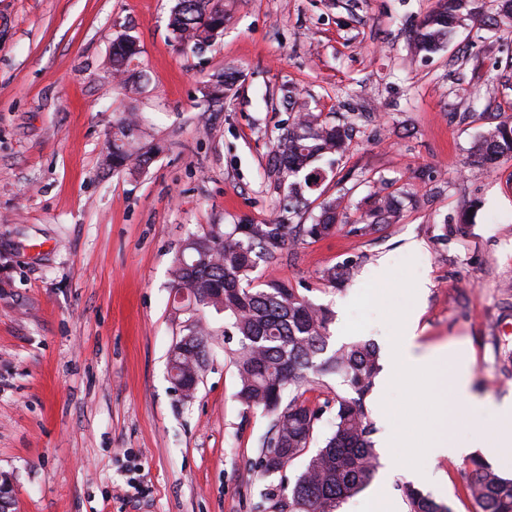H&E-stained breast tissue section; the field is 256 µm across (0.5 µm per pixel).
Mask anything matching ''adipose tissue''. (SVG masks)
Returning a JSON list of instances; mask_svg holds the SVG:
<instances>
[{
	"instance_id": "ef3b65f1",
	"label": "adipose tissue",
	"mask_w": 512,
	"mask_h": 512,
	"mask_svg": "<svg viewBox=\"0 0 512 512\" xmlns=\"http://www.w3.org/2000/svg\"><path fill=\"white\" fill-rule=\"evenodd\" d=\"M419 316L410 314L399 319L398 345L389 351L382 376V388L397 381L434 378L435 388L427 392L429 416L433 431L421 451L431 457L468 454V447L457 441V431L466 417L478 409H490L497 420L494 427L477 432V444L491 460L512 461V399L487 403L471 393L469 370L455 361L454 351L447 346L422 348L418 341Z\"/></svg>"
}]
</instances>
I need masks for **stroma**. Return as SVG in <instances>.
<instances>
[{
  "label": "stroma",
  "instance_id": "obj_1",
  "mask_svg": "<svg viewBox=\"0 0 512 512\" xmlns=\"http://www.w3.org/2000/svg\"><path fill=\"white\" fill-rule=\"evenodd\" d=\"M437 0H224V29L198 52L168 29L175 0H0V476L9 512H288L302 461L260 477L271 420L236 398V340L223 316L191 400L168 371L191 313L171 270L183 240L215 224H311L321 197L346 195L342 224L286 242L257 282L288 283L333 312L330 342L387 352L396 322L420 312V343L463 344L477 399L512 396L499 351L512 349V159L473 152L512 115L505 39L469 24L430 56L408 40ZM141 52L129 93L112 76L123 34ZM238 81L207 103L224 68ZM294 87L322 120L353 122L349 147L304 204L272 161L294 120ZM480 98L465 114L460 101ZM125 112L138 113L141 170L101 164ZM411 196L398 223L365 231L376 189ZM422 242L418 252L410 241ZM354 263L333 286L324 268ZM386 265L388 277L375 271ZM425 289H418L419 281ZM367 397L372 438L426 441V397L406 382ZM425 479L378 466L339 512H366L386 489L407 512L406 482L475 512L468 461L402 454Z\"/></svg>",
  "mask_w": 512,
  "mask_h": 512
}]
</instances>
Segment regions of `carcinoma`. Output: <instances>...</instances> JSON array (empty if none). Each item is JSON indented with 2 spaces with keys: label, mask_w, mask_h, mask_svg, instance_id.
Segmentation results:
<instances>
[{
  "label": "carcinoma",
  "mask_w": 512,
  "mask_h": 512,
  "mask_svg": "<svg viewBox=\"0 0 512 512\" xmlns=\"http://www.w3.org/2000/svg\"><path fill=\"white\" fill-rule=\"evenodd\" d=\"M473 22L496 34L512 35V0H440L415 29L410 48L416 54L432 55L442 50L457 27ZM224 26V0H176L169 29L176 43L195 50L211 45ZM139 54L137 39L129 34L117 38L112 48V72L127 73ZM236 72L226 70L208 86L210 102L224 100L233 90ZM296 119L272 147L275 167L292 175L304 174L290 185L297 202L305 200L311 182L324 176V161L334 166L350 140V126L319 120L307 102L293 89L283 94ZM139 127L136 113L123 116L112 132V148L103 165L114 170H139L151 160L152 150H134L126 131ZM485 161L512 157V120L503 118L488 128L475 144ZM367 213L368 228L392 223L403 202L392 195H372ZM342 198L321 203L316 223L300 227L311 239L329 236L337 228ZM291 234L288 224H244L230 229L214 224L201 234L189 235L176 257L171 288L187 294L182 304L194 317L189 333L171 349L172 383L191 398L193 383L200 381L207 359L209 336L205 312L212 309L230 320L238 339L232 363L236 369L238 401L249 410H261L272 419L270 436L263 441L258 463L261 475L287 470L305 457L303 471L290 489V512H338L341 504L360 493L378 465L373 429L364 400L374 384L380 364L375 345L354 340L330 347L329 326L333 313L316 306L283 281L270 280L253 286L259 261L280 252ZM354 266L326 268L322 279L336 285L349 279ZM334 376L352 396L336 394L324 406L334 404L332 430L323 447L313 448L315 425L322 408H311L302 388L324 383ZM403 493L409 512H452L414 486ZM466 493L476 512H512V477L504 476L479 457L470 461Z\"/></svg>",
  "instance_id": "carcinoma-1"
}]
</instances>
